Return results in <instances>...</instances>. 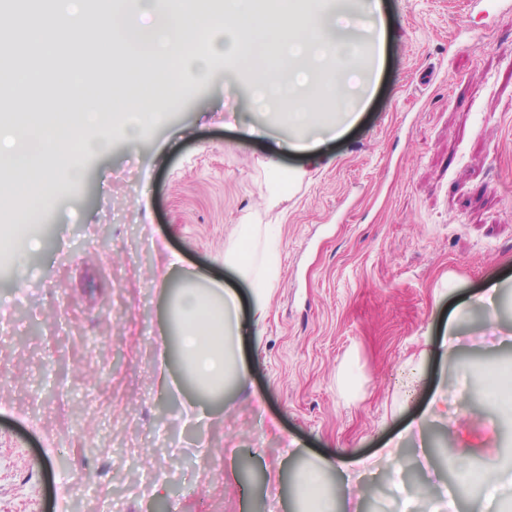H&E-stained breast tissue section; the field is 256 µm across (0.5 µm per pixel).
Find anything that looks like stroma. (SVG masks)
I'll return each instance as SVG.
<instances>
[{
  "mask_svg": "<svg viewBox=\"0 0 512 512\" xmlns=\"http://www.w3.org/2000/svg\"><path fill=\"white\" fill-rule=\"evenodd\" d=\"M382 2L374 93L314 155L219 57L140 140L57 176L39 248L0 260V512H294L297 471L333 454L377 464L336 512H401L384 455L439 385L444 427L512 455V419L456 403L512 370V0ZM228 251L277 278L246 387L199 420L160 330L190 271L248 292ZM491 281L493 324L469 302ZM450 319L465 350L408 379Z\"/></svg>",
  "mask_w": 512,
  "mask_h": 512,
  "instance_id": "1",
  "label": "stroma"
}]
</instances>
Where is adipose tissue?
Segmentation results:
<instances>
[{"label":"adipose tissue","instance_id":"obj_1","mask_svg":"<svg viewBox=\"0 0 512 512\" xmlns=\"http://www.w3.org/2000/svg\"><path fill=\"white\" fill-rule=\"evenodd\" d=\"M94 26L87 7L32 16L15 14L14 33L42 53L47 36L69 29L82 46L84 68L76 74L39 69L18 72L0 67V208L9 219L0 226V254L21 257L36 247L29 226L54 188L55 175L81 181L75 155L101 157L115 137L140 138L159 101L177 106L211 77L215 57L232 58L248 74L259 98L279 93L275 117L288 127V145L313 149L324 137H339L359 118L357 108L370 92L368 67L381 65L386 40L383 19L365 6L333 0H224L221 13L203 0H96ZM126 59L112 74L108 93L96 76L103 53ZM65 83L68 95L31 107L23 91L33 85ZM272 288L260 279L250 290V317L240 316L238 292L206 273L195 272L174 296L173 319L183 379L197 399L222 400L228 383L245 384L248 368L234 345L265 315ZM448 461L461 486L478 485L494 495L507 474L497 455L473 466L474 449L449 433ZM337 459L322 458L298 472V512H336V497L325 475L340 472Z\"/></svg>","mask_w":512,"mask_h":512}]
</instances>
